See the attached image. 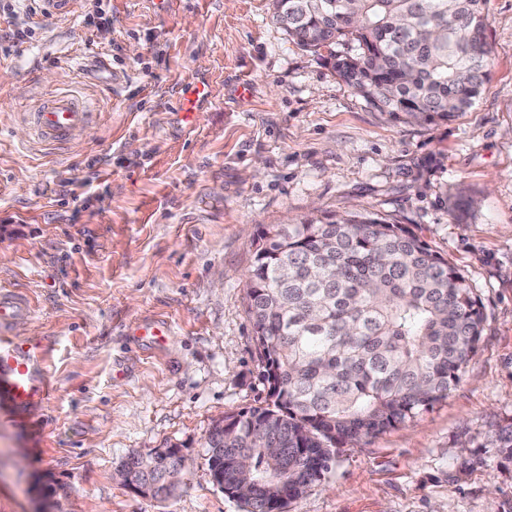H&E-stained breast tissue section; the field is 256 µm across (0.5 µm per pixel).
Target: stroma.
<instances>
[{
  "instance_id": "obj_1",
  "label": "stroma",
  "mask_w": 512,
  "mask_h": 512,
  "mask_svg": "<svg viewBox=\"0 0 512 512\" xmlns=\"http://www.w3.org/2000/svg\"><path fill=\"white\" fill-rule=\"evenodd\" d=\"M492 78L452 123H409L353 93L327 50L288 39L271 0H0V291L46 348L53 391L0 403V512H243L211 481L217 421L266 403L247 313L252 244L269 224L363 208L410 225L461 270L485 315L447 401L341 448L288 512H512V468L459 464L512 418V0H488ZM206 81L194 126L178 93ZM53 92L93 122L64 147L23 112ZM170 332L149 344L139 325ZM175 444L167 497L117 477Z\"/></svg>"
}]
</instances>
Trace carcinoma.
<instances>
[{
  "label": "carcinoma",
  "mask_w": 512,
  "mask_h": 512,
  "mask_svg": "<svg viewBox=\"0 0 512 512\" xmlns=\"http://www.w3.org/2000/svg\"><path fill=\"white\" fill-rule=\"evenodd\" d=\"M486 0H272L303 47L393 118L449 122L491 80ZM349 39L354 50L336 54ZM247 312L264 406L205 438L208 473L244 512H273L325 480L339 447L413 422L446 400L478 353L484 313L464 274L406 224L377 213L270 224L253 243ZM512 465V422L464 466ZM122 465L162 480L171 462Z\"/></svg>",
  "instance_id": "1"
}]
</instances>
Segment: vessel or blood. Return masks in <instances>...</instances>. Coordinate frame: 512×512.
Here are the masks:
<instances>
[{
	"instance_id": "obj_1",
	"label": "vessel or blood",
	"mask_w": 512,
	"mask_h": 512,
	"mask_svg": "<svg viewBox=\"0 0 512 512\" xmlns=\"http://www.w3.org/2000/svg\"><path fill=\"white\" fill-rule=\"evenodd\" d=\"M93 118L90 102L70 92L41 98L25 115L36 139L51 146L66 144L74 131ZM27 311L23 300L0 294V402L18 412L43 403L52 390L44 345L10 333L11 324Z\"/></svg>"
}]
</instances>
